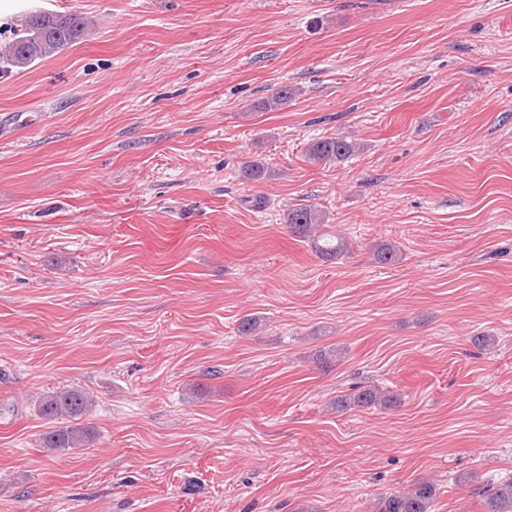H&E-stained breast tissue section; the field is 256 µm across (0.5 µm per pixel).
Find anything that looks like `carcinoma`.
<instances>
[{"mask_svg":"<svg viewBox=\"0 0 512 512\" xmlns=\"http://www.w3.org/2000/svg\"><path fill=\"white\" fill-rule=\"evenodd\" d=\"M88 26V19L77 12L57 14L45 11L27 12L13 27L11 40L0 48V71H22L38 60L54 56L75 43ZM356 146L344 137H330L312 143L308 149L313 161L341 162L355 152ZM323 214L311 206L288 212L287 223L294 233L308 240L314 251L326 259H334L348 251L342 238L320 233ZM393 401L388 392L371 385H356L336 399L341 409L386 407ZM39 415L49 421L77 419L88 413L94 400L87 392L74 388H58L35 400ZM87 440L82 427L69 426L45 434L40 447L59 453L79 448ZM485 512H512V477L488 483L481 489ZM435 487L419 482L405 492H390L378 499L375 512H430Z\"/></svg>","mask_w":512,"mask_h":512,"instance_id":"1","label":"carcinoma"}]
</instances>
